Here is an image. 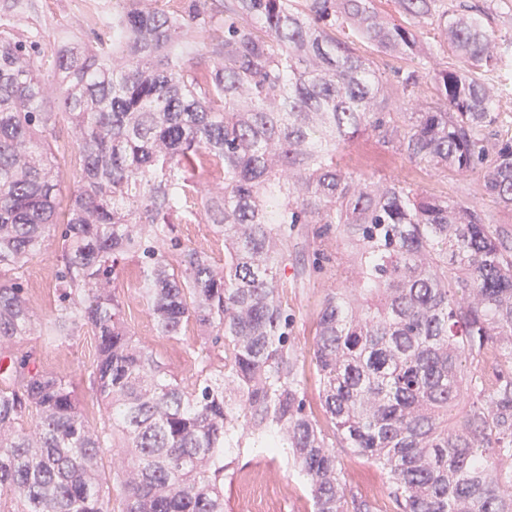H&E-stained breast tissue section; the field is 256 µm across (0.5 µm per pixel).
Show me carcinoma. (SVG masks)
Here are the masks:
<instances>
[{
  "mask_svg": "<svg viewBox=\"0 0 512 512\" xmlns=\"http://www.w3.org/2000/svg\"><path fill=\"white\" fill-rule=\"evenodd\" d=\"M39 0H0V496L9 512H224V449L292 450L314 512H370L348 498L338 449L379 464L398 512H512V246L480 211L340 164L366 134L416 164L481 173L512 209V137L482 74L507 66L485 9L396 0H120L77 47L23 30ZM455 62L394 70L400 98L431 84L416 112L386 104L375 62L418 56L421 30ZM59 100V110L47 108ZM78 180L58 208L49 137L60 122ZM209 224L224 263L184 243ZM316 224L313 269L333 242L344 280L316 322L312 362L336 442L307 403L291 345L288 238ZM55 242L57 300L33 311L20 270ZM158 335L190 324L195 373L177 378L136 340L116 294L127 261ZM97 358L72 382L21 347L83 327ZM470 408L452 419L461 394ZM31 426H25L27 420ZM127 464L103 480L106 452Z\"/></svg>",
  "mask_w": 512,
  "mask_h": 512,
  "instance_id": "obj_1",
  "label": "carcinoma"
}]
</instances>
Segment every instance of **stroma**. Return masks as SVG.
<instances>
[{
	"label": "stroma",
	"instance_id": "stroma-1",
	"mask_svg": "<svg viewBox=\"0 0 512 512\" xmlns=\"http://www.w3.org/2000/svg\"><path fill=\"white\" fill-rule=\"evenodd\" d=\"M43 7L34 13L20 15L22 24L47 26L51 39L67 46L82 40L84 26L78 17L74 0H42ZM486 85L496 105L500 107L499 121L486 132L489 140L512 135V93L504 94L503 86L512 83V76L503 72L486 74ZM343 162L348 167L374 172L388 179L413 184L416 190L442 195L468 203L481 210L493 227L498 228L512 242V211L497 206L484 192L480 174L466 176L443 174L422 165L410 163L382 148L375 140L360 137L346 146ZM348 256L343 246H335L330 261L309 280L288 291V304L296 320L291 343L298 356L302 372V389L308 405L320 411L319 379L311 363L317 313L326 289L337 286V274ZM56 264L50 253L33 257L21 272L28 290L30 305L43 319L49 318L56 299ZM118 292L125 303L124 318L136 339L154 348L160 359L177 377L191 376L193 367L187 347L197 339L195 327H187L183 336L167 340L156 335L142 301L139 268L128 262L116 281ZM24 348L36 350L41 363L48 369L67 375L75 393L82 401L90 418H98L100 410L88 397L82 381L84 371L97 356L96 339L90 328H81L69 343L53 349L43 348L39 337H28ZM338 467L346 490L368 501L374 512H394L388 497L385 475L378 464L350 451H339ZM256 470H273L278 474L282 512H314V505L305 479L293 467L285 452L263 453L253 448L241 449L224 481V508L226 512H247L245 478Z\"/></svg>",
	"mask_w": 512,
	"mask_h": 512
}]
</instances>
